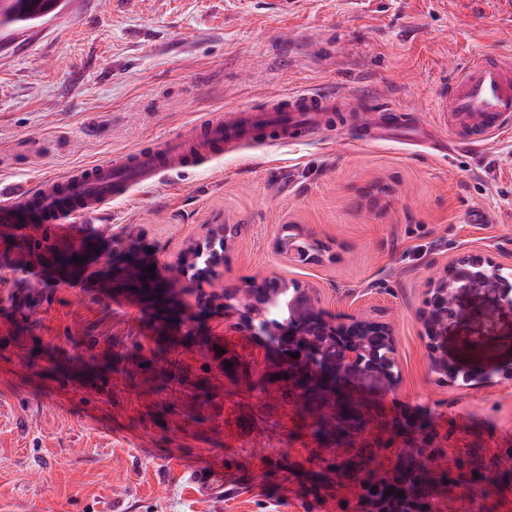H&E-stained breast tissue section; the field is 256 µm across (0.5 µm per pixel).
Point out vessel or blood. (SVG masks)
Segmentation results:
<instances>
[{"label": "vessel or blood", "instance_id": "vessel-or-blood-1", "mask_svg": "<svg viewBox=\"0 0 512 512\" xmlns=\"http://www.w3.org/2000/svg\"><path fill=\"white\" fill-rule=\"evenodd\" d=\"M448 102L444 122L455 143L471 145L512 129V59L480 56L441 86ZM347 104L341 96L300 91L261 109H236L208 119L199 134L164 140L152 149H137L114 159L89 164L32 188L0 193V225L43 224L69 229L89 224L102 233V218L112 199L159 178L195 165L201 152H222L245 139L288 141L335 127Z\"/></svg>", "mask_w": 512, "mask_h": 512}]
</instances>
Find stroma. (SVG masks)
<instances>
[{"mask_svg": "<svg viewBox=\"0 0 512 512\" xmlns=\"http://www.w3.org/2000/svg\"><path fill=\"white\" fill-rule=\"evenodd\" d=\"M478 54L512 56L505 0H64L54 17L0 31V187L186 135L224 111L302 90L418 109L447 137L436 91ZM79 276L34 271L0 236V512H351L362 476L424 461L452 481L442 512H512V276L458 298L439 351L470 383L432 368L429 282L464 253H512V133L447 155L360 141L349 127L295 144L243 142L112 201ZM211 224L237 226L211 280L178 276ZM295 224L321 262L274 249ZM169 283L160 317L114 287L130 247ZM276 275L332 323L366 315L392 331L397 367L349 375L360 430L315 434L314 415L253 386L271 355L238 310L200 293ZM246 373L225 369V358ZM427 415L400 424L403 406ZM423 448L436 449L422 459ZM322 504H314L313 490Z\"/></svg>", "mask_w": 512, "mask_h": 512, "instance_id": "35a3bbf8", "label": "stroma"}]
</instances>
